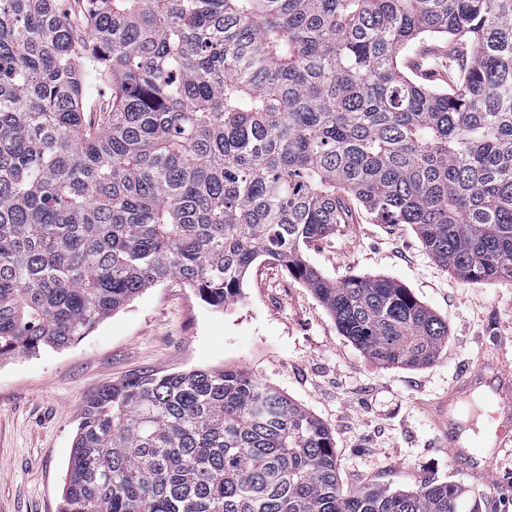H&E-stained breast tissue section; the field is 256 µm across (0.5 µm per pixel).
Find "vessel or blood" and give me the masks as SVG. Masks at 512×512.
<instances>
[{
  "label": "vessel or blood",
  "mask_w": 512,
  "mask_h": 512,
  "mask_svg": "<svg viewBox=\"0 0 512 512\" xmlns=\"http://www.w3.org/2000/svg\"><path fill=\"white\" fill-rule=\"evenodd\" d=\"M475 395L484 398L489 407V433L479 440L466 437L457 420L465 401ZM435 427L463 474L472 482H487L500 453L512 451V362L498 357L466 367L439 403Z\"/></svg>",
  "instance_id": "1"
}]
</instances>
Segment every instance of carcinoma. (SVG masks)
<instances>
[{
    "instance_id": "carcinoma-1",
    "label": "carcinoma",
    "mask_w": 512,
    "mask_h": 512,
    "mask_svg": "<svg viewBox=\"0 0 512 512\" xmlns=\"http://www.w3.org/2000/svg\"><path fill=\"white\" fill-rule=\"evenodd\" d=\"M0 0V363L66 348L147 288L234 301L270 258L385 366L448 324L400 281L326 277L308 243L411 224L466 281L512 279V0ZM85 25L81 40L76 28ZM470 52L401 57L420 36ZM112 86L97 121L86 84ZM480 512L464 484L342 490L331 430L241 370L88 399L58 512ZM446 54L448 53V41L444 37H426L420 48L415 53H410L406 58L405 72L416 81L437 86L441 89H447L446 80L442 72L430 70L422 65L421 57L423 54Z\"/></svg>"
}]
</instances>
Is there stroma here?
Here are the masks:
<instances>
[{
	"mask_svg": "<svg viewBox=\"0 0 512 512\" xmlns=\"http://www.w3.org/2000/svg\"><path fill=\"white\" fill-rule=\"evenodd\" d=\"M329 278L386 276L448 324L438 360L385 367L342 336L310 288L275 261L257 262L240 296L217 311L192 288L146 289L76 344L0 364V512H57L83 402L140 373L240 368L331 430L342 487L415 491L462 481L425 406L498 339L512 360V281L472 283L440 266L412 225L377 224L363 209L311 242ZM482 512H512V454L478 484Z\"/></svg>",
	"mask_w": 512,
	"mask_h": 512,
	"instance_id": "35a3bbf8",
	"label": "stroma"
}]
</instances>
